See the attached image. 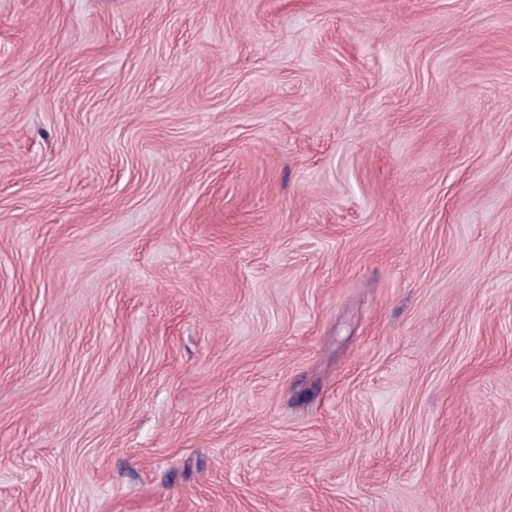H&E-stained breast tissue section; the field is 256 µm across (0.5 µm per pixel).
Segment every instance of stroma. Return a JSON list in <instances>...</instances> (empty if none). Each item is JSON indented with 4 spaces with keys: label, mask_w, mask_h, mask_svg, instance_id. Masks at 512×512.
I'll return each instance as SVG.
<instances>
[{
    "label": "stroma",
    "mask_w": 512,
    "mask_h": 512,
    "mask_svg": "<svg viewBox=\"0 0 512 512\" xmlns=\"http://www.w3.org/2000/svg\"><path fill=\"white\" fill-rule=\"evenodd\" d=\"M0 512H512V0H0Z\"/></svg>",
    "instance_id": "obj_1"
}]
</instances>
